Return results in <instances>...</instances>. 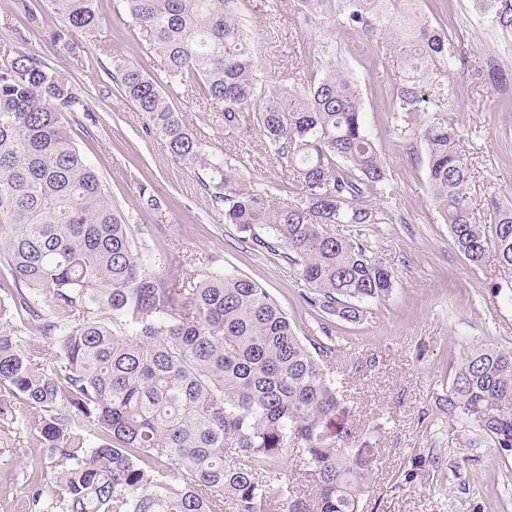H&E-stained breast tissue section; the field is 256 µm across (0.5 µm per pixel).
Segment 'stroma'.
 I'll list each match as a JSON object with an SVG mask.
<instances>
[{
	"instance_id": "stroma-1",
	"label": "stroma",
	"mask_w": 512,
	"mask_h": 512,
	"mask_svg": "<svg viewBox=\"0 0 512 512\" xmlns=\"http://www.w3.org/2000/svg\"><path fill=\"white\" fill-rule=\"evenodd\" d=\"M99 6V33H78L63 45L49 36L61 26L59 16L45 14L43 23L30 26L17 16L15 0H0V53H34L78 89L86 111L63 113L61 121L162 272L180 280L236 270L269 292L299 335H321L322 319L304 300V286L287 260L254 250L246 234L225 223L193 169L146 131L142 115L112 82H96V75L111 68L113 48L150 75L162 69L155 52L130 40L131 20L121 0H99ZM424 11L447 28L453 49L468 57L467 68L449 70L448 82L473 203L482 207L493 196L512 206V91L501 93L478 75L490 57L512 70V31L478 16L473 0H446L442 9L426 0ZM247 14L261 65L275 75L305 69L321 40H329L330 58L361 86L366 130L388 171L391 223L346 224L340 231L363 239L371 255L392 270L393 292L364 303L359 322L331 324L344 348L331 366L345 380L357 424L379 448L365 512H512V456L493 447H464L436 408L467 347L512 348V274L503 272L492 250L482 265L469 263L439 219L427 192L423 147L397 130L391 112L400 57L342 28L315 36L291 0L277 7L272 0H249ZM172 102L213 157L243 148L250 154L244 173L256 186L282 181L283 169L262 153L256 134L204 124L203 104L180 93H173ZM144 189L161 200L159 211L144 208ZM420 454L439 462L415 469L413 459ZM49 464L43 448L20 447L0 457V512H20L26 474Z\"/></svg>"
}]
</instances>
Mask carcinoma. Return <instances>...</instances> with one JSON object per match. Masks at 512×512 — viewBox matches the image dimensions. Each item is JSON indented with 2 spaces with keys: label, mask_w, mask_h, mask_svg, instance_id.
Here are the masks:
<instances>
[{
  "label": "carcinoma",
  "mask_w": 512,
  "mask_h": 512,
  "mask_svg": "<svg viewBox=\"0 0 512 512\" xmlns=\"http://www.w3.org/2000/svg\"><path fill=\"white\" fill-rule=\"evenodd\" d=\"M163 58L164 78L122 53L111 80L171 155L203 172L224 223L268 253L284 249L323 319L356 323L361 304L393 290L367 244L334 224H383L388 175L365 123L362 93L332 61L284 89L261 70L246 0H121ZM425 0H294L325 35L340 26L396 42L405 78L392 111L424 145L428 192L456 250L479 265L494 248L512 273V209L490 197L493 238L472 207L471 175L448 112V69L464 57L422 14ZM503 30L504 0H474ZM66 21L52 39L94 36L97 0H44ZM479 73L506 89L495 61ZM209 105L205 121L254 130L301 200L252 185L238 156L213 159L168 89ZM435 109L412 119L426 96ZM85 109L37 55L0 59V455L26 444L56 456L51 479L26 475L24 512H363L378 463L324 367L336 341L300 336L253 280L228 269L169 284L137 246L98 171L59 121ZM37 333L25 343L17 324ZM437 409L465 424V447L512 454V349L470 347ZM311 490L282 479V465Z\"/></svg>",
  "instance_id": "1"
}]
</instances>
